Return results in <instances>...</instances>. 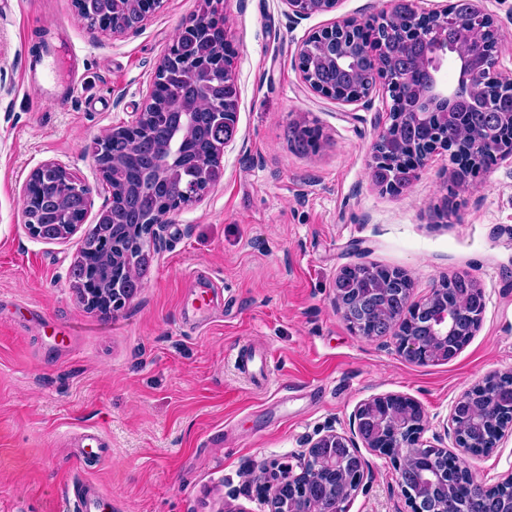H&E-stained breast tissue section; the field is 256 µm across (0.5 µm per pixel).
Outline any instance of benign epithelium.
Returning <instances> with one entry per match:
<instances>
[{"mask_svg":"<svg viewBox=\"0 0 512 512\" xmlns=\"http://www.w3.org/2000/svg\"><path fill=\"white\" fill-rule=\"evenodd\" d=\"M288 12L303 18L317 12L336 9L339 0H284ZM411 16L417 23L426 22L433 27L430 32L417 26L395 24L389 31L395 41L421 42L420 60L425 77L417 82L407 81L391 73L387 78L388 87L414 96L413 112L417 125L426 128L430 137L418 140V148L408 155L393 154L385 147L383 138L391 127H385L378 135L372 152L371 177L381 189L400 193L416 178L418 170L436 153H448V183L456 188L466 189L475 185L479 171L501 159L512 155V134L500 131L485 132L473 129L465 140H450L443 134L448 123L458 121V107L472 102L471 94L485 76L498 83L512 85V72L502 74L496 71L498 55L484 56L464 49L460 44L448 39V28L453 27L475 37L479 24L495 25L493 17L483 7V0H455L454 10L448 8L423 12L418 9L416 0H392L388 17L397 19ZM148 15L139 17L127 13H112V32L135 30L142 26ZM356 24L343 19L315 31L303 40L298 50L297 68L302 79H307L310 70L308 58L312 46L336 31H350ZM457 70V83L447 87L442 82L440 71L443 64ZM310 88L317 94L332 97L338 101L353 103L366 97L359 92L348 95L345 88H330L316 84ZM478 112H498L501 125L512 129V101L508 103H487L476 107ZM212 114L217 117V127L211 137L220 141L218 148L231 143L237 131V102L213 99ZM199 101L183 104L173 114L171 149L151 159L157 183L166 186L169 199L162 202L155 220L145 225L142 238L148 245L141 246L127 255L122 271L124 287L112 290V297L102 301L93 293L94 281L88 279L80 286V298L85 307L115 313L132 300L142 288V278L149 260V244L157 241L159 229L167 223L168 215L179 208V198L188 196L185 187L171 183L172 177L187 159L200 165L201 158L187 136V131L197 125ZM123 136L139 140L147 133L146 113L140 112L135 120L126 126L116 128ZM96 162L101 174V186L108 193L110 201L99 216L98 223L107 224L116 207L117 191L113 188L111 162L104 152L96 153ZM53 170L60 176L65 193L71 195L72 205L87 210L90 188L77 181L66 167L55 162H46L34 169L27 178L22 199L24 207H29L30 187L46 171ZM83 221L74 220L65 212L58 217L56 224H28L30 235L43 240H60L72 236ZM350 269L343 268L336 276V309L347 314L351 307L352 295L356 289L348 282ZM434 308L431 319V332L422 336L414 332L407 310L409 299L397 295L391 301V308L397 311L393 327L376 334L364 323L355 331L362 336L390 337L395 341L397 351L405 359L414 362H439L453 359L460 349L448 342L454 332H463L471 337L478 330L485 311V297L481 289L465 278L460 282L448 281V287L436 288L424 301ZM469 417L475 422L491 421L497 427L496 438L475 436L466 437L462 432L460 418ZM428 429L427 417L414 400L403 395L389 394L374 397L358 406L350 422V434L329 430L309 442L306 451L295 456L296 464L288 465V473L281 481L265 489L269 512H345L343 504L368 477V464L362 457L359 447L392 459L397 471L398 486L408 501L411 512H512V498L496 499L489 497L490 488L479 482L472 471L456 469L448 465V449L428 445L423 434ZM512 432V412L505 415L497 409V402L486 404V400L470 389L452 404L443 434H434V439L451 437L456 448L463 453H471L475 448H496L507 433ZM468 489L466 496L457 494L459 486Z\"/></svg>","mask_w":512,"mask_h":512,"instance_id":"benign-epithelium-1","label":"benign epithelium"}]
</instances>
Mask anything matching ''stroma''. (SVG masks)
Listing matches in <instances>:
<instances>
[{"instance_id":"35a3bbf8","label":"stroma","mask_w":512,"mask_h":512,"mask_svg":"<svg viewBox=\"0 0 512 512\" xmlns=\"http://www.w3.org/2000/svg\"><path fill=\"white\" fill-rule=\"evenodd\" d=\"M202 0H162L135 31L79 19L73 0H0V512H73L76 479L112 512H268L267 465L285 463L328 427L347 431L358 405L401 394L432 427L494 371L512 369V158L451 191L447 154L402 193L371 180L372 146L388 125L383 85L344 103L313 92L297 68L302 40L388 0H339L302 20L284 0H224L235 51L238 133L222 178L170 214L150 247L140 292L114 315L84 309L72 278L84 231L108 200L97 192L98 137L130 124L157 69ZM72 51V98L26 84L47 68L46 44ZM314 129L298 145L293 125ZM56 161L94 192L83 231L33 238L22 187ZM407 274L411 300L457 275L482 289L479 329L450 361L419 365L389 339L359 335L335 306L344 267ZM208 293L197 311L187 300ZM252 351L273 371L257 389L234 367ZM102 432L105 465L77 464V436ZM370 477L346 512H410L387 458L365 452ZM464 461L489 485L512 475V437Z\"/></svg>"}]
</instances>
